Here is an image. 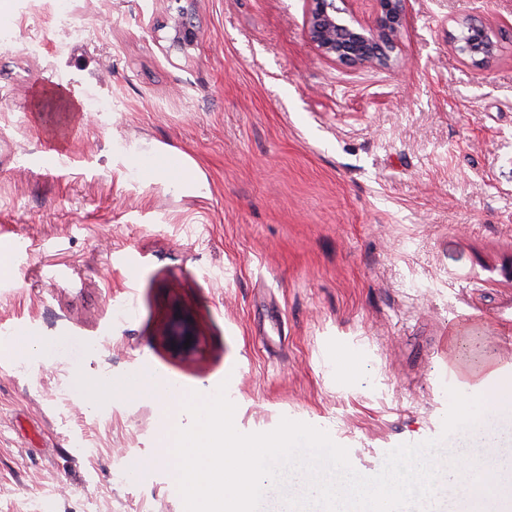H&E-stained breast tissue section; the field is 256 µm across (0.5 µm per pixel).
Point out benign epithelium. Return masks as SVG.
I'll list each match as a JSON object with an SVG mask.
<instances>
[{"mask_svg":"<svg viewBox=\"0 0 512 512\" xmlns=\"http://www.w3.org/2000/svg\"><path fill=\"white\" fill-rule=\"evenodd\" d=\"M377 10L372 21L364 24L347 19V10L336 6V0H307L304 35L323 56L347 67L389 68L399 47L401 34L410 11V0H376ZM170 45L182 46L191 41L194 33L187 18L179 16L170 25ZM488 31L470 35L459 52L472 65L483 67L497 54L498 46L486 38ZM168 340L178 349L188 351L194 344L193 327L177 318L168 328Z\"/></svg>","mask_w":512,"mask_h":512,"instance_id":"obj_1","label":"benign epithelium"}]
</instances>
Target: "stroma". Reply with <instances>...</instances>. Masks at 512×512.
<instances>
[{
  "label": "stroma",
  "instance_id": "obj_1",
  "mask_svg": "<svg viewBox=\"0 0 512 512\" xmlns=\"http://www.w3.org/2000/svg\"><path fill=\"white\" fill-rule=\"evenodd\" d=\"M305 7L69 0L79 41L58 0L0 7V512H184L168 463L130 470L162 433L127 392L145 369L226 384L240 433L325 430L373 475L436 438L445 463L449 377L512 376V0H411L389 69L321 55ZM475 15L499 43L481 69L456 43ZM159 150L195 191L149 180ZM167 335L169 342L178 349L188 351L194 344L193 327L183 318L179 317L171 324ZM184 343H188V346H184Z\"/></svg>",
  "mask_w": 512,
  "mask_h": 512
}]
</instances>
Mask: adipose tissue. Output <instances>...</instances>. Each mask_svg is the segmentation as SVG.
<instances>
[{
    "label": "adipose tissue",
    "instance_id": "obj_1",
    "mask_svg": "<svg viewBox=\"0 0 512 512\" xmlns=\"http://www.w3.org/2000/svg\"><path fill=\"white\" fill-rule=\"evenodd\" d=\"M512 422V377L490 371L473 383L464 400L458 401L453 415L455 428L464 431L463 451L448 460L449 482L468 485L470 512H485L489 503L501 512H512V485L504 477L512 467L494 463L484 474H477L479 461L468 456L471 448L498 447L505 424Z\"/></svg>",
    "mask_w": 512,
    "mask_h": 512
}]
</instances>
